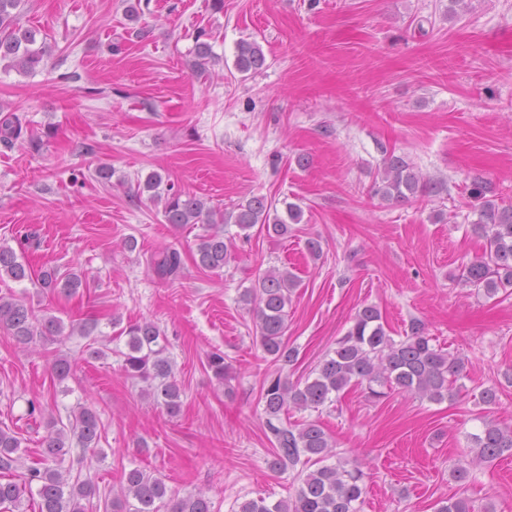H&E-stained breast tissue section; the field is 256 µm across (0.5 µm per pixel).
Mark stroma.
I'll return each instance as SVG.
<instances>
[{
    "label": "stroma",
    "mask_w": 512,
    "mask_h": 512,
    "mask_svg": "<svg viewBox=\"0 0 512 512\" xmlns=\"http://www.w3.org/2000/svg\"><path fill=\"white\" fill-rule=\"evenodd\" d=\"M21 23L44 35L45 66L33 75L0 67V111L45 144L35 153L0 142V244L36 230L31 269L84 281L68 297L5 276L0 295L99 328L26 349L0 330V423L19 433L27 461L38 460L46 434L27 414L37 396L57 417L80 404L98 411L99 453L81 474L100 491L143 468L178 496L203 493L212 512L291 497L296 471L270 467L264 379L279 370L293 382L307 377L358 309L373 305L393 338L417 318L435 345L463 359L455 399L392 390L374 401L351 387L320 411L291 412V423L318 421L338 456L361 459L370 475L361 512H435L448 498L512 512V458L478 465L463 483L451 475L480 429L476 413L512 427L503 377L512 295L488 298L451 280L482 251L475 182L512 205V0H224L220 11L210 0H25ZM201 30L213 54L202 76L193 67ZM244 39L261 46L263 69L236 70ZM393 156L437 192L402 203L373 195ZM104 163L113 169L106 184L94 178ZM153 171L226 215L235 251L222 271L193 261L204 224H166L161 203L133 197ZM254 196L298 204L300 224L285 237L245 236L231 215ZM129 236L136 250L124 248ZM311 238L322 247L316 260ZM167 247L184 261L175 280L150 265ZM274 266L302 280L288 309L298 357L284 367L256 343L240 299ZM114 318L164 332L182 388L177 416L126 378ZM90 347L105 357L89 358ZM214 351L233 367L229 383L207 366ZM60 356L76 361L61 382L51 376ZM491 385L499 400L485 408L477 397Z\"/></svg>",
    "instance_id": "obj_1"
}]
</instances>
